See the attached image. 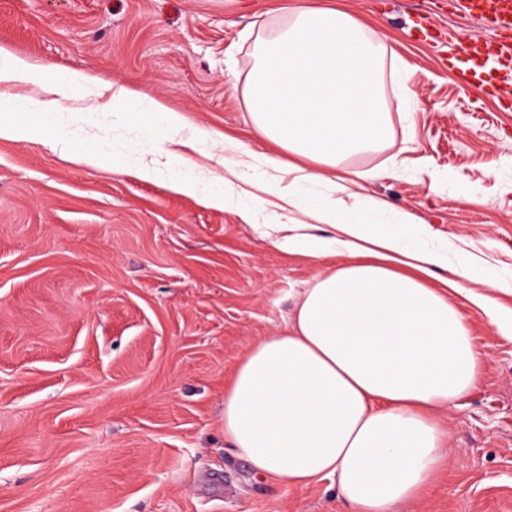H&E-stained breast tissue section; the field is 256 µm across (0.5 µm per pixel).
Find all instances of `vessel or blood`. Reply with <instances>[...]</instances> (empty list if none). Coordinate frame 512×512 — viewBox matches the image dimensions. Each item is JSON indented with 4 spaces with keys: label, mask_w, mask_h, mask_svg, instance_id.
Instances as JSON below:
<instances>
[{
    "label": "vessel or blood",
    "mask_w": 512,
    "mask_h": 512,
    "mask_svg": "<svg viewBox=\"0 0 512 512\" xmlns=\"http://www.w3.org/2000/svg\"><path fill=\"white\" fill-rule=\"evenodd\" d=\"M458 18L478 20L492 31L490 53H480L476 40L460 42L458 62L449 63L451 77L465 81L475 92L512 102V0H449Z\"/></svg>",
    "instance_id": "b4317fda"
}]
</instances>
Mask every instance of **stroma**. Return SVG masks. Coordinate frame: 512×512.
Segmentation results:
<instances>
[{"label": "stroma", "mask_w": 512, "mask_h": 512, "mask_svg": "<svg viewBox=\"0 0 512 512\" xmlns=\"http://www.w3.org/2000/svg\"><path fill=\"white\" fill-rule=\"evenodd\" d=\"M294 6L347 10L383 40L394 136L341 173L372 172L377 220L398 210L405 232L448 240L512 308V110L449 76L456 45L486 32L447 0H0V47L48 79L66 69L153 97L184 136L274 156L244 86L255 40ZM90 135L98 165L79 158ZM164 139L108 112L0 139V512H349L331 481L255 477L221 425L244 353L339 259L278 251L239 206L114 168ZM453 301L481 380L448 421L456 460L397 512H512V341Z\"/></svg>", "instance_id": "stroma-1"}]
</instances>
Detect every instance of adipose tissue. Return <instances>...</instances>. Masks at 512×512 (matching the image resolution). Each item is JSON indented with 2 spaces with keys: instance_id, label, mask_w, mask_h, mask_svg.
Listing matches in <instances>:
<instances>
[{
  "instance_id": "ef3b65f1",
  "label": "adipose tissue",
  "mask_w": 512,
  "mask_h": 512,
  "mask_svg": "<svg viewBox=\"0 0 512 512\" xmlns=\"http://www.w3.org/2000/svg\"><path fill=\"white\" fill-rule=\"evenodd\" d=\"M253 57L248 112L280 156L264 157L269 172L259 179L249 160L211 152L225 175L197 166L172 187L215 208L245 198L273 215L294 214L293 223L264 225L276 249L344 261L304 289L284 330L238 362L224 387V437L260 478L289 488L329 479L352 512H393L421 498L447 467L455 451L440 416L480 379L482 356L448 299L465 292L473 271L451 260L447 245L412 246L389 225L364 221L380 207L371 197L356 196L350 210L336 204L347 187L328 182V172L392 138L379 38L348 13L298 8L256 42ZM27 85L41 87L42 98L20 94ZM76 101L123 121L133 111L152 116L149 133L165 128L166 147L136 162L145 181L167 175L203 142L180 137V116L154 99H131L75 72L47 81L41 68L0 48V109L39 116L1 122V139L41 136ZM323 182L329 194L307 206L304 189ZM313 223L329 235L309 233ZM445 268L450 278L433 287L430 277Z\"/></svg>"
}]
</instances>
